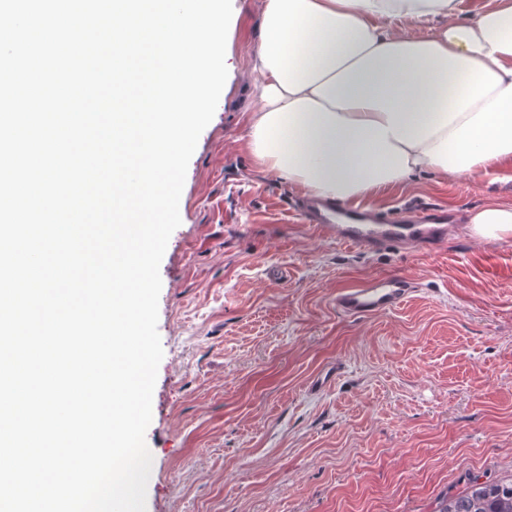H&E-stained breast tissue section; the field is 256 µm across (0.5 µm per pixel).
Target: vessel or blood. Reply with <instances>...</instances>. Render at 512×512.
I'll use <instances>...</instances> for the list:
<instances>
[{
    "label": "vessel or blood",
    "mask_w": 512,
    "mask_h": 512,
    "mask_svg": "<svg viewBox=\"0 0 512 512\" xmlns=\"http://www.w3.org/2000/svg\"><path fill=\"white\" fill-rule=\"evenodd\" d=\"M297 212L319 235L344 245L376 250L415 244L435 248L448 233V213L436 207L389 219L334 201L307 198ZM412 279L389 275L337 292L336 307L351 316H366L397 309L416 292Z\"/></svg>",
    "instance_id": "vessel-or-blood-1"
}]
</instances>
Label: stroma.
Listing matches in <instances>:
<instances>
[{"label": "stroma", "instance_id": "1", "mask_svg": "<svg viewBox=\"0 0 512 512\" xmlns=\"http://www.w3.org/2000/svg\"><path fill=\"white\" fill-rule=\"evenodd\" d=\"M232 8L224 94L160 265L146 512H436L471 478L512 477V238L468 224L512 205V164L372 198L390 216L453 210L436 252L322 238L293 209L300 188L249 153L261 3ZM387 275L422 291L391 312L337 311L336 291Z\"/></svg>", "mask_w": 512, "mask_h": 512}]
</instances>
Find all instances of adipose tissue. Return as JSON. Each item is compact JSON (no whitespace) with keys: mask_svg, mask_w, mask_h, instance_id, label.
I'll return each instance as SVG.
<instances>
[{"mask_svg":"<svg viewBox=\"0 0 512 512\" xmlns=\"http://www.w3.org/2000/svg\"><path fill=\"white\" fill-rule=\"evenodd\" d=\"M459 0H263L251 57L254 161L309 194L351 202L431 172L512 162V0L455 22ZM402 20L429 24L423 35ZM512 237V205L468 219Z\"/></svg>","mask_w":512,"mask_h":512,"instance_id":"adipose-tissue-1","label":"adipose tissue"}]
</instances>
